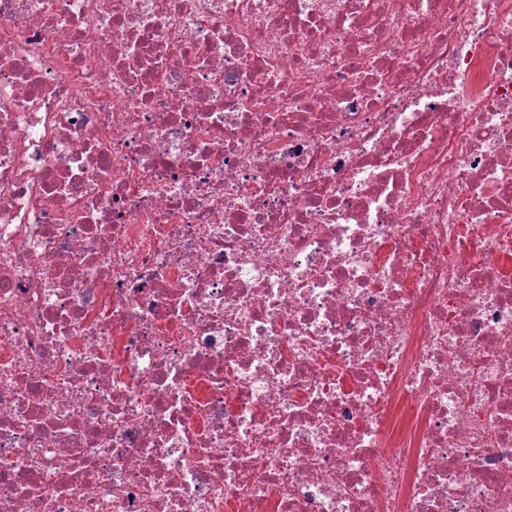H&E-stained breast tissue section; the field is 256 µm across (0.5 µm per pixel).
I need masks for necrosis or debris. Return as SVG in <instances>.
I'll return each instance as SVG.
<instances>
[{
    "instance_id": "1",
    "label": "necrosis or debris",
    "mask_w": 512,
    "mask_h": 512,
    "mask_svg": "<svg viewBox=\"0 0 512 512\" xmlns=\"http://www.w3.org/2000/svg\"><path fill=\"white\" fill-rule=\"evenodd\" d=\"M512 0H0V512H512Z\"/></svg>"
}]
</instances>
